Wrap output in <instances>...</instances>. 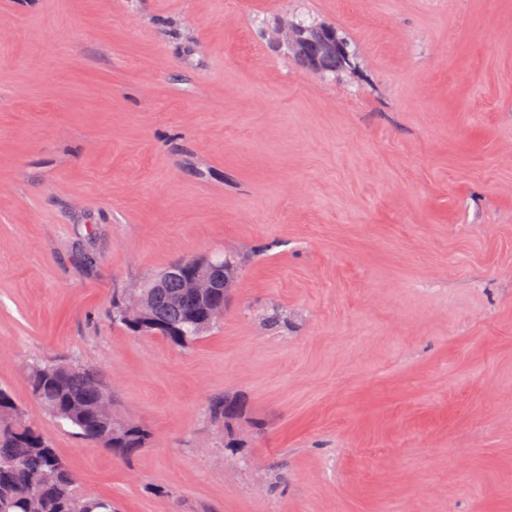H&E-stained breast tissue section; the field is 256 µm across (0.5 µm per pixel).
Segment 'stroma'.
<instances>
[{
	"mask_svg": "<svg viewBox=\"0 0 512 512\" xmlns=\"http://www.w3.org/2000/svg\"><path fill=\"white\" fill-rule=\"evenodd\" d=\"M296 15L354 69L261 38ZM224 254L189 348L112 323ZM49 358L147 447L50 418ZM0 385L118 512H512V0H0ZM28 378L44 411L71 426L81 439L122 457L146 445L149 438L143 428L129 427L119 415H97V403L112 397V391L96 372L65 359L40 360L30 365ZM99 412L112 413L111 398L100 402Z\"/></svg>",
	"mask_w": 512,
	"mask_h": 512,
	"instance_id": "35a3bbf8",
	"label": "stroma"
}]
</instances>
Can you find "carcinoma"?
<instances>
[{
    "label": "carcinoma",
    "instance_id": "1",
    "mask_svg": "<svg viewBox=\"0 0 512 512\" xmlns=\"http://www.w3.org/2000/svg\"><path fill=\"white\" fill-rule=\"evenodd\" d=\"M303 42L284 49L302 64L335 75L350 63L352 43L342 30L324 23L295 19ZM157 330H137L123 314V294L112 297V322L137 334L159 333L172 345L185 348L211 328L200 322L201 312L225 299L224 290L190 294L177 277L162 288H144ZM33 395L44 411L75 430L81 439L119 456L143 448L148 434L114 415L96 413L99 400L112 395L96 372L65 359L40 360L30 365ZM0 512H116L112 501L76 491V477L50 441L27 424L10 390L0 386Z\"/></svg>",
    "mask_w": 512,
    "mask_h": 512
}]
</instances>
